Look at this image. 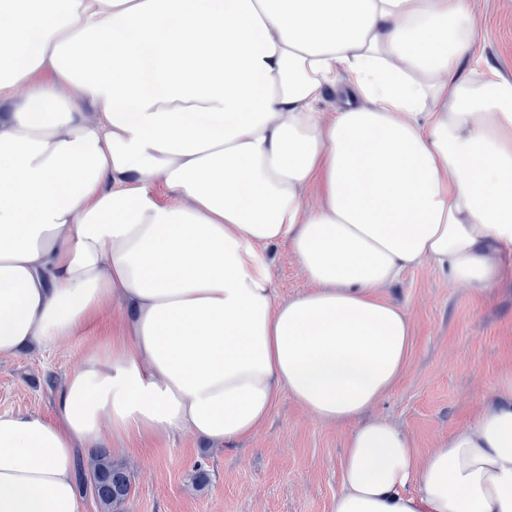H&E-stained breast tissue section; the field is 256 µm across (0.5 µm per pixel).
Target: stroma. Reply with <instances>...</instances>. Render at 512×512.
Listing matches in <instances>:
<instances>
[{
    "mask_svg": "<svg viewBox=\"0 0 512 512\" xmlns=\"http://www.w3.org/2000/svg\"><path fill=\"white\" fill-rule=\"evenodd\" d=\"M472 5L479 52L512 82V0ZM267 258L280 300L307 290L287 244L270 247ZM388 294L411 316L409 361L399 385L366 417L397 425L424 454L486 404L499 374L512 369V286L478 302L468 289L449 285L423 265L405 271ZM121 314L112 306L48 351L1 359L0 412L53 417L64 378L112 338ZM347 434V428L323 421L284 394L256 436L230 445L184 431L147 444L116 445L113 457L132 472L124 512H331L342 489ZM199 465L211 474L202 490L191 484Z\"/></svg>",
    "mask_w": 512,
    "mask_h": 512,
    "instance_id": "35a3bbf8",
    "label": "stroma"
}]
</instances>
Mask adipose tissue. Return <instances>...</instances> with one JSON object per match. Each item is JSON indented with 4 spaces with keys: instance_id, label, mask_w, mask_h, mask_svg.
<instances>
[{
    "instance_id": "ef3b65f1",
    "label": "adipose tissue",
    "mask_w": 512,
    "mask_h": 512,
    "mask_svg": "<svg viewBox=\"0 0 512 512\" xmlns=\"http://www.w3.org/2000/svg\"><path fill=\"white\" fill-rule=\"evenodd\" d=\"M475 26L471 0H0V358L125 315L54 419L0 412V512H80L76 449L232 444L284 392L349 429L332 512H512V371L424 455L362 419L408 363L404 270L512 284V83ZM267 258L269 275L280 300H291L307 290V281L287 244L270 247Z\"/></svg>"
}]
</instances>
